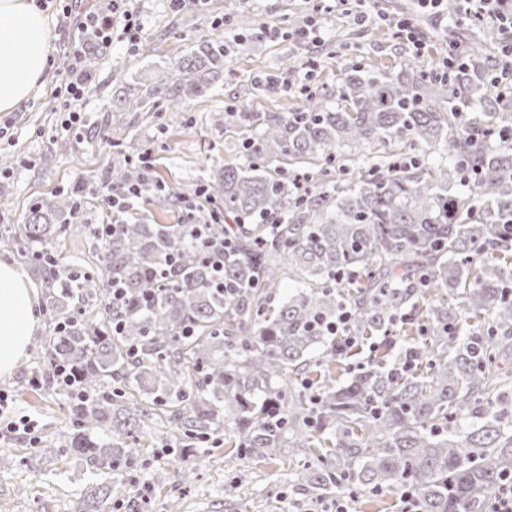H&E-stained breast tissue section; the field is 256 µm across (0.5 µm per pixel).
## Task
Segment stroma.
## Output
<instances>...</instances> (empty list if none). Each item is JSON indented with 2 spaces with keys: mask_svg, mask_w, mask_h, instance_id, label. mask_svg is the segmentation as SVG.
<instances>
[{
  "mask_svg": "<svg viewBox=\"0 0 512 512\" xmlns=\"http://www.w3.org/2000/svg\"><path fill=\"white\" fill-rule=\"evenodd\" d=\"M53 37L49 77L44 86L16 112L0 138V225L22 223L29 205L87 179L103 181L112 165L149 153L153 176L175 193L188 194L209 170L239 161L234 145L239 127L223 124L227 108L246 115L284 112L299 100L302 86L335 88L349 65L399 66L418 54L438 64L454 43H466L471 26L422 8L419 0H376L366 22H357L349 8L353 0H338L335 11L321 13L316 0H226L225 16L201 17L173 12L165 0H132L144 34L140 47L120 42H90L84 54L97 58L89 74V90L78 101L83 124L67 127L56 89L73 59L75 32L62 10L71 0H43ZM252 15L255 27L237 25L240 12ZM408 17L422 43L396 34L394 20ZM313 20L318 38L298 46L294 35L302 21ZM221 39L232 49L224 79L207 95L188 101L177 119L159 112L121 109L117 98L130 85L149 83L170 70L191 46L206 39ZM306 50L311 71L295 68L299 50ZM276 77V85L265 77ZM71 231L60 237V256L76 270L94 272V243L73 220ZM37 366L35 349H28L10 376L0 378V391L10 400L9 418L23 422L22 430L0 433V512H79L86 474L75 483L70 475L76 460L61 452L54 463L39 453L40 442L55 435L69 437L72 425L65 397L31 388L28 377ZM175 449L152 440L142 448L119 480L126 492L104 506L105 512H129L126 496L140 497L143 512H335V500L312 509L309 498L294 481L296 460L239 459L228 445L197 448L190 464L197 468L193 486L178 473L182 463Z\"/></svg>",
  "mask_w": 512,
  "mask_h": 512,
  "instance_id": "stroma-1",
  "label": "stroma"
}]
</instances>
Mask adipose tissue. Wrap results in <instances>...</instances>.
I'll list each match as a JSON object with an SVG mask.
<instances>
[{
  "instance_id": "1",
  "label": "adipose tissue",
  "mask_w": 512,
  "mask_h": 512,
  "mask_svg": "<svg viewBox=\"0 0 512 512\" xmlns=\"http://www.w3.org/2000/svg\"><path fill=\"white\" fill-rule=\"evenodd\" d=\"M52 32L39 0H0V112L17 111L44 84ZM35 290L14 262L0 259V377L25 357L37 328Z\"/></svg>"
}]
</instances>
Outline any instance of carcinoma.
<instances>
[{
	"instance_id": "carcinoma-1",
	"label": "carcinoma",
	"mask_w": 512,
	"mask_h": 512,
	"mask_svg": "<svg viewBox=\"0 0 512 512\" xmlns=\"http://www.w3.org/2000/svg\"><path fill=\"white\" fill-rule=\"evenodd\" d=\"M449 81L422 60L346 70L336 93L312 89L289 112L255 116L243 165L204 179L224 281L182 224L125 220L94 233L86 183L36 201L4 239L36 258L49 331L36 344L46 390L74 369L65 447L86 471L123 469L155 414L174 447L228 438L241 458L313 454L294 472L319 502L359 491L412 492L416 512H483L512 476V98L494 66L463 46ZM223 43L204 40L170 72L123 98L131 112L182 103L224 77ZM316 173L305 191L300 174ZM105 185L139 198L159 180L125 161ZM86 220L100 274L58 258L71 220ZM174 254L179 264L167 265ZM298 287L282 291L281 265ZM125 287L112 302L115 282ZM99 316L77 317L88 302ZM369 354L339 350L340 310ZM112 482L86 488L98 512Z\"/></svg>"
}]
</instances>
